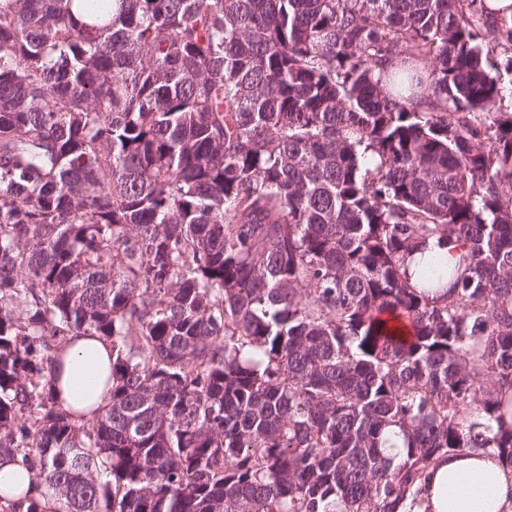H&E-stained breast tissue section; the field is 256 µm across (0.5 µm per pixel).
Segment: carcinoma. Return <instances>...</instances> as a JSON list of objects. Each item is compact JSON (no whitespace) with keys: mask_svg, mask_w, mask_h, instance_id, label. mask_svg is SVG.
I'll list each match as a JSON object with an SVG mask.
<instances>
[{"mask_svg":"<svg viewBox=\"0 0 512 512\" xmlns=\"http://www.w3.org/2000/svg\"><path fill=\"white\" fill-rule=\"evenodd\" d=\"M485 26L512 70L484 0H0V454L35 479L0 512H398L441 457L512 468ZM73 334L112 342L83 422ZM54 394L76 420L103 412L111 402L112 343L98 336H68Z\"/></svg>","mask_w":512,"mask_h":512,"instance_id":"1","label":"carcinoma"}]
</instances>
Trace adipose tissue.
Here are the masks:
<instances>
[{
  "mask_svg": "<svg viewBox=\"0 0 512 512\" xmlns=\"http://www.w3.org/2000/svg\"><path fill=\"white\" fill-rule=\"evenodd\" d=\"M54 394L60 407L82 420L111 402L112 344L95 336H72ZM400 512H512V469L487 447L439 459L427 470L421 491Z\"/></svg>",
  "mask_w": 512,
  "mask_h": 512,
  "instance_id": "1",
  "label": "adipose tissue"
}]
</instances>
